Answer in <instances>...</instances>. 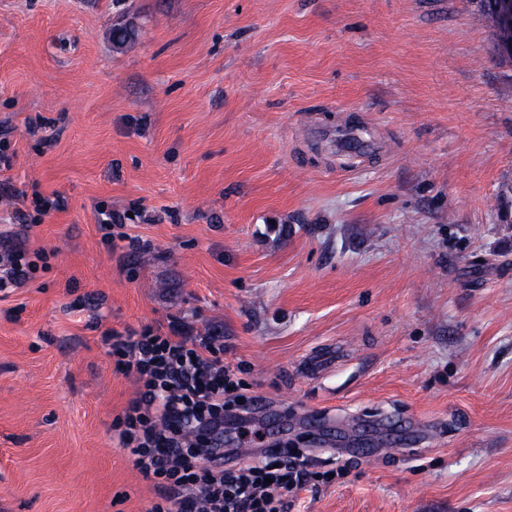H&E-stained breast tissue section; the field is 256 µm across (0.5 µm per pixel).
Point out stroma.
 I'll return each mask as SVG.
<instances>
[{"label": "stroma", "instance_id": "stroma-1", "mask_svg": "<svg viewBox=\"0 0 512 512\" xmlns=\"http://www.w3.org/2000/svg\"><path fill=\"white\" fill-rule=\"evenodd\" d=\"M471 13L0 0V229L52 253L0 299V512H149L106 337L175 319L266 406L228 447L333 472L288 512H512V67ZM309 120L388 150L342 163ZM17 189L60 207L22 229Z\"/></svg>", "mask_w": 512, "mask_h": 512}]
</instances>
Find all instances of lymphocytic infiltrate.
I'll list each match as a JSON object with an SVG mask.
<instances>
[{"mask_svg":"<svg viewBox=\"0 0 512 512\" xmlns=\"http://www.w3.org/2000/svg\"><path fill=\"white\" fill-rule=\"evenodd\" d=\"M47 257L21 242L1 245L0 293L23 287ZM111 348L137 385L113 428L157 493L149 512H286L309 487L306 459L289 461L287 449H270L255 463L225 448V418L252 423L259 402L225 364L221 337L190 335L175 321L165 330L113 333Z\"/></svg>","mask_w":512,"mask_h":512,"instance_id":"obj_1","label":"lymphocytic infiltrate"}]
</instances>
